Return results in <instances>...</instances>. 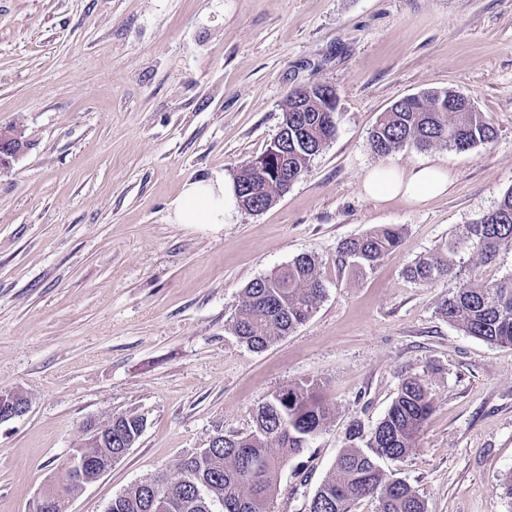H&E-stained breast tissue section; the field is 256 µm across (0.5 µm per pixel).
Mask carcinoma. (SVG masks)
Segmentation results:
<instances>
[{"instance_id":"carcinoma-1","label":"carcinoma","mask_w":512,"mask_h":512,"mask_svg":"<svg viewBox=\"0 0 512 512\" xmlns=\"http://www.w3.org/2000/svg\"><path fill=\"white\" fill-rule=\"evenodd\" d=\"M451 90L423 94L382 113L369 135L371 150L386 157L406 143L420 148L466 151L495 141L496 129L480 112H450ZM306 111L288 113V178H301L310 159L336 131L334 104L315 94L305 99ZM320 138L305 149L301 135ZM239 204L251 212L266 210L275 200L280 179L271 173L255 181L254 169L244 165L236 178ZM404 228L383 225L347 239L339 247L341 261L373 269L399 248ZM512 246V188L479 220L441 243L406 270L416 282L433 284L449 276L457 281L439 313L466 334L491 344L512 347V277L493 284L478 281L461 268L462 255L487 262L504 246ZM325 295L314 257L301 254L274 274L243 289L233 330L248 348L261 351L294 332L313 314ZM432 411L431 391L416 375L403 376L397 396L384 418L370 432L352 425L336 457L333 472L312 498L309 512H351L364 499H375L378 512H427L424 501L405 481L384 471L380 459L400 460L413 449ZM331 415L317 383L301 381L278 389L255 409L254 429L226 435L215 448H203L177 467L180 477L170 496L157 495L155 481H146L112 498L110 512H271L273 491L282 464L309 447ZM145 418L136 413L112 417V443L96 439L80 443L84 454L101 468L123 458L139 439Z\"/></svg>"}]
</instances>
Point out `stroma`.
<instances>
[{
  "label": "stroma",
  "mask_w": 512,
  "mask_h": 512,
  "mask_svg": "<svg viewBox=\"0 0 512 512\" xmlns=\"http://www.w3.org/2000/svg\"><path fill=\"white\" fill-rule=\"evenodd\" d=\"M324 85L336 133L260 213L177 224L186 181L235 176L280 130L291 92ZM463 94L497 131L468 151L368 136L392 104ZM0 127L29 152L0 170V390L28 399L0 424V512H31L88 422L138 413L146 429L67 512L172 475L216 433L314 379L332 411L281 467L272 512H308L353 422L373 429L404 374L433 411L410 454L382 467L428 512H512V347L438 312L455 279L407 266L512 188V0H0ZM440 166L445 194L365 197L372 168ZM405 228L375 270L342 266L346 239ZM325 297L292 334L254 351L234 334L243 288L300 254Z\"/></svg>",
  "instance_id": "35a3bbf8"
}]
</instances>
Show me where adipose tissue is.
<instances>
[{
    "label": "adipose tissue",
    "mask_w": 512,
    "mask_h": 512,
    "mask_svg": "<svg viewBox=\"0 0 512 512\" xmlns=\"http://www.w3.org/2000/svg\"><path fill=\"white\" fill-rule=\"evenodd\" d=\"M448 188V176L434 166H420L410 171L391 165H380L369 171L363 192L376 200L402 197L424 201L442 195ZM234 179L217 172L211 177L186 183L173 201V216L179 224H222L238 209Z\"/></svg>",
    "instance_id": "adipose-tissue-1"
}]
</instances>
